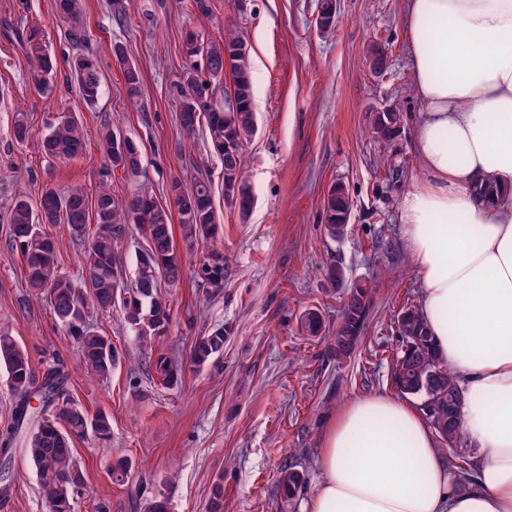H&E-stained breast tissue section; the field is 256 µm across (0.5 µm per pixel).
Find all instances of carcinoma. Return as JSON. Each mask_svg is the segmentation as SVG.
<instances>
[{"mask_svg": "<svg viewBox=\"0 0 512 512\" xmlns=\"http://www.w3.org/2000/svg\"><path fill=\"white\" fill-rule=\"evenodd\" d=\"M55 12L70 27V35L82 37V0H55ZM26 52L31 59L30 83L41 94L52 90L55 63L42 42L39 30L26 36ZM185 52L190 65L182 73L185 95L181 103L180 125L189 138L204 128L210 145L223 168L224 204L237 211L240 220L247 219L254 195L244 170V150L257 133L254 109L253 77L250 47L239 34L227 30L220 40L207 39L194 31L187 33ZM112 55L123 66L124 85L130 103L136 104L142 95L139 70L130 63L128 49L120 41L113 43ZM71 76L80 97L89 108L101 96L102 84L95 59L79 55L70 63ZM220 95L232 99L235 107L224 111V104L207 103L206 96ZM401 112H372L368 116L370 133L377 139L390 141L403 126ZM103 152L112 165L123 172L135 173L141 166L139 145L122 132L109 129L101 137ZM44 153L60 160H74L86 150L80 122L67 117L50 128L42 139ZM173 206L158 203L147 193L129 200L112 195L101 188L94 198L80 188L63 194L46 189L32 203L18 197L8 213L9 242L27 264L29 288L49 298L50 308L64 325L77 345V355L86 373L106 380L112 373L116 351L112 341L94 331L86 320L88 305L109 312L121 311L125 323L143 346H150L167 335L170 314L162 296V285L173 287L181 281L183 270L173 234L172 216L178 215L183 243L194 246L220 235L222 222L214 203L211 180L200 178L185 191L180 183L170 187ZM351 200L342 184L330 187L323 202V220L329 237L341 239L348 233ZM53 224L67 225L70 233L88 239L84 251L86 278L77 286L69 277L56 273L58 250L48 228ZM136 226L146 241L137 256V274L129 286L120 285L117 275L126 273L121 242L129 226ZM229 268L224 252L213 249L200 260L196 268L198 282L208 288L224 287V275ZM325 279L334 289L347 286L345 269L331 264ZM371 292L365 284L350 286L336 335L329 340L328 353L336 364H342L350 354L338 340L353 336L363 343V333L369 316ZM302 331L309 336L322 332V319L314 310L300 317ZM400 351L395 362L393 381L403 395L422 398L421 410L432 428L448 445L450 469L463 477L471 466L473 450L461 434L459 402L462 392L455 376L437 357L430 331L419 311L407 308L396 318ZM230 330L219 326L193 340L190 363L201 368L219 358ZM0 367L5 369L18 401L13 410L12 425L0 433V451L12 447L13 437L27 420V400L36 392L48 408L32 433L27 453L32 462L49 512H73L74 493L82 476L70 448V437L88 433L100 443L112 437L109 416L99 412L90 417L69 397L66 377L59 368L45 373L41 385H36L28 355L12 336L0 333ZM155 375L166 387L178 385L181 364L159 355L152 363ZM306 482L304 472L285 462L279 469L277 487L281 500L292 503Z\"/></svg>", "mask_w": 512, "mask_h": 512, "instance_id": "1", "label": "carcinoma"}]
</instances>
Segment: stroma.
Returning <instances> with one entry per match:
<instances>
[{
	"instance_id": "1",
	"label": "stroma",
	"mask_w": 512,
	"mask_h": 512,
	"mask_svg": "<svg viewBox=\"0 0 512 512\" xmlns=\"http://www.w3.org/2000/svg\"><path fill=\"white\" fill-rule=\"evenodd\" d=\"M191 2L126 0L118 23L113 0H83L85 36L77 43L54 0H0V331L27 351L36 376L61 361L73 401L88 415L102 411L112 420L109 443L90 435L72 440L82 474L74 512H147L158 495L169 512H208L218 482L224 512H281L276 480L286 461L307 474L295 499L303 507L321 478L320 441L330 417L352 399L395 394L394 318L421 303L399 222L407 180L417 173L412 131L403 128L387 142L367 130L372 108L394 104L405 115L415 112L404 0H337L336 25L327 31L316 24L320 0H207V17L192 11ZM230 24L251 48L257 116L246 149L254 206L245 221L224 206L223 172L204 132L186 139L178 121L187 32L217 40ZM32 27L57 61L56 89L46 97L30 90V61L15 38ZM117 41L142 75L135 105L112 55ZM374 46L387 53L385 73L369 66ZM82 51L95 56L101 75L92 109L66 80L68 59ZM70 114L83 123L85 154L46 157L41 141L48 127ZM19 120L30 130L21 143L12 135ZM110 127L139 145L137 173L114 169L104 157L100 137ZM203 175L212 181L223 233L181 249L183 277L164 291L167 335L144 348L120 312L89 309L88 322L120 353L107 381L89 377L73 337L27 286L22 257L9 244L12 201L37 198L47 187L62 193L80 187L91 196L107 187L119 197L144 190L165 204L173 181L188 190ZM338 182L352 211L347 236L333 239L324 227L323 198ZM50 231L60 272L82 283L83 241L63 224ZM213 248L232 258L218 291L195 278L201 256ZM332 264L372 291L363 344L341 366L327 356L345 298L325 280ZM309 309L323 321L316 337L300 328ZM220 325L231 333L218 360L186 369L173 389L149 373L152 353L187 361L193 339ZM27 440L20 435L12 454L0 456V512H48ZM118 457L132 464L121 483L109 475Z\"/></svg>"
}]
</instances>
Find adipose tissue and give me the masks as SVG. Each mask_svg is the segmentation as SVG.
Instances as JSON below:
<instances>
[{
	"mask_svg": "<svg viewBox=\"0 0 512 512\" xmlns=\"http://www.w3.org/2000/svg\"><path fill=\"white\" fill-rule=\"evenodd\" d=\"M405 23L421 173L399 219L477 454L459 484L414 402L357 398L323 431L304 512H512V0H407Z\"/></svg>",
	"mask_w": 512,
	"mask_h": 512,
	"instance_id": "ef3b65f1",
	"label": "adipose tissue"
}]
</instances>
